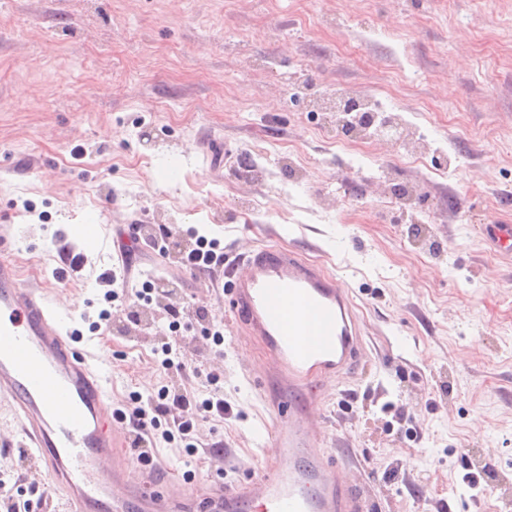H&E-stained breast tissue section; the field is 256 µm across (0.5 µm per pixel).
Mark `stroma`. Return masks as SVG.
<instances>
[{"label": "stroma", "instance_id": "35a3bbf8", "mask_svg": "<svg viewBox=\"0 0 512 512\" xmlns=\"http://www.w3.org/2000/svg\"><path fill=\"white\" fill-rule=\"evenodd\" d=\"M339 92L392 94L407 143L342 147L318 108ZM136 224L220 239L228 264L274 244L348 288L361 365L323 387L314 429L367 512H512V257L484 236L512 225V0H0V229L19 279L65 301L126 413L170 382L153 353L169 309L209 306L224 342L179 332L196 369L180 386L232 416L200 421L196 454L154 456L169 493L234 483L272 456L264 404L284 393L227 322L225 277L139 246L131 283L161 276L172 296L88 330ZM62 244L86 258L63 282ZM485 468L486 497L463 480ZM0 481L60 508L2 400Z\"/></svg>", "mask_w": 512, "mask_h": 512}]
</instances>
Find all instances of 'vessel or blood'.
<instances>
[{
    "mask_svg": "<svg viewBox=\"0 0 512 512\" xmlns=\"http://www.w3.org/2000/svg\"><path fill=\"white\" fill-rule=\"evenodd\" d=\"M225 314L259 337L268 374L307 404L275 410L273 458L249 479L176 494L128 478L135 459L112 426L103 377L85 361L63 303L24 285L0 257V399L10 401L40 464L62 492L67 512H364L360 494L339 475L313 431L308 407L323 386L353 369L360 332L342 282L274 245L249 251L230 273Z\"/></svg>",
    "mask_w": 512,
    "mask_h": 512,
    "instance_id": "b4317fda",
    "label": "vessel or blood"
}]
</instances>
